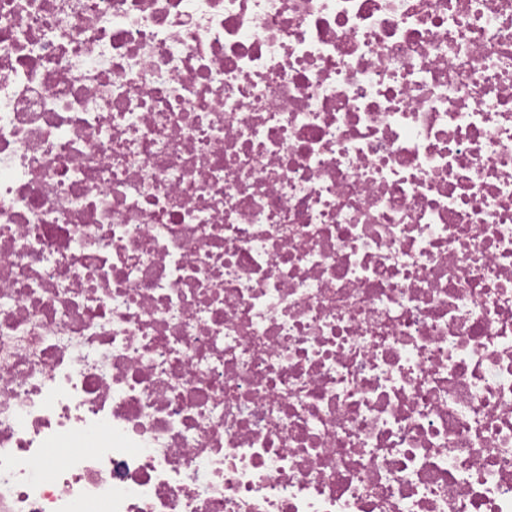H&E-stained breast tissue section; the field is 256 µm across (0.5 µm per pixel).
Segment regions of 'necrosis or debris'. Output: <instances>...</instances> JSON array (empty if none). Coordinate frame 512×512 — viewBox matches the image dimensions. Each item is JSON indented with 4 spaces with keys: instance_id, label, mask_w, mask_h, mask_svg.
I'll list each match as a JSON object with an SVG mask.
<instances>
[{
    "instance_id": "obj_1",
    "label": "necrosis or debris",
    "mask_w": 512,
    "mask_h": 512,
    "mask_svg": "<svg viewBox=\"0 0 512 512\" xmlns=\"http://www.w3.org/2000/svg\"><path fill=\"white\" fill-rule=\"evenodd\" d=\"M0 512H512V0H0Z\"/></svg>"
}]
</instances>
